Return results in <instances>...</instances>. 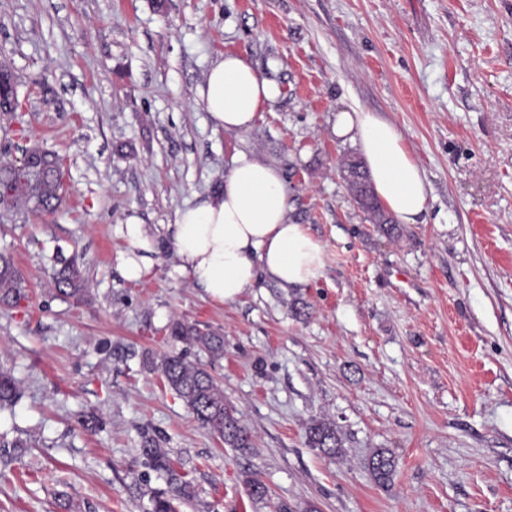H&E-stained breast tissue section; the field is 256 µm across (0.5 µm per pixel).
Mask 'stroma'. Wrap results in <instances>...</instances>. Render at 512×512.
Wrapping results in <instances>:
<instances>
[{
    "instance_id": "stroma-1",
    "label": "stroma",
    "mask_w": 512,
    "mask_h": 512,
    "mask_svg": "<svg viewBox=\"0 0 512 512\" xmlns=\"http://www.w3.org/2000/svg\"><path fill=\"white\" fill-rule=\"evenodd\" d=\"M227 53L273 88L239 133L197 96ZM0 60L19 102L0 160L41 145L68 186L53 213L0 215L26 281L0 307L21 390L0 437L28 443L0 447V512H144L165 486L144 427L193 485L178 512H512V0H0ZM351 108L390 120L426 171L428 208L399 238L347 190L338 162L358 147L333 126ZM239 151L280 170L325 267L224 304L181 272L168 226ZM58 251L82 259L80 298L51 288ZM175 320L221 333L223 357L171 338ZM166 355L208 369L252 453L199 426L151 367ZM313 418L335 423L341 459L309 447ZM378 448L397 462L387 492ZM368 469L376 485L388 489L394 479L396 461L386 449L378 448L368 460Z\"/></svg>"
}]
</instances>
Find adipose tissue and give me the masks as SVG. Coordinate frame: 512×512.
I'll return each mask as SVG.
<instances>
[{"label":"adipose tissue","instance_id":"1","mask_svg":"<svg viewBox=\"0 0 512 512\" xmlns=\"http://www.w3.org/2000/svg\"><path fill=\"white\" fill-rule=\"evenodd\" d=\"M198 95L215 128L240 132L252 127L273 91L248 61L228 53L210 66ZM334 132L357 144L385 208L416 223L428 206V181L397 127L376 112L343 111ZM289 208L280 172L236 154L218 191L175 214V254L193 286L231 303L262 278L286 289L317 280L323 247L289 218Z\"/></svg>","mask_w":512,"mask_h":512}]
</instances>
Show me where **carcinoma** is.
<instances>
[{
  "label": "carcinoma",
  "mask_w": 512,
  "mask_h": 512,
  "mask_svg": "<svg viewBox=\"0 0 512 512\" xmlns=\"http://www.w3.org/2000/svg\"><path fill=\"white\" fill-rule=\"evenodd\" d=\"M29 156L26 172L20 174L16 164L0 161V211L26 208L30 211H50L60 201V159L41 146L34 144L25 149ZM343 169L353 177L348 189L367 220L389 236L400 233L394 217L383 207L376 195L367 168L357 158L346 159ZM53 287L57 295L79 297L84 292V275L77 254L57 259ZM23 277L15 265L12 254L0 251V307H13L26 297ZM170 336L178 341L196 344L211 358L224 355V337L196 325L174 321L169 327ZM155 369L167 386L184 402L198 423L216 434L224 446L242 454L253 450L251 434L238 417L237 411L224 402V389L210 372L178 355L162 357ZM20 396L16 378L0 370V409L15 404ZM307 443L329 457L343 453V442L336 425L325 418L310 420L305 428ZM140 454L149 467L165 476L169 490H157L151 495L148 512H176L174 501L193 497L190 482L176 470L170 450L163 446L164 438L148 428L141 429ZM368 469L376 485L387 489L396 472V461L390 453L376 449L368 460Z\"/></svg>",
  "instance_id": "obj_1"
}]
</instances>
